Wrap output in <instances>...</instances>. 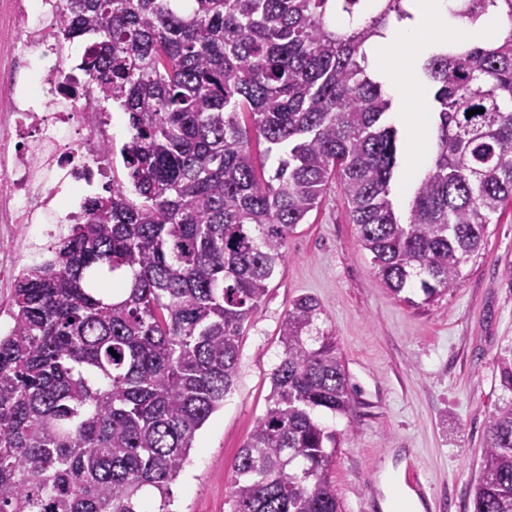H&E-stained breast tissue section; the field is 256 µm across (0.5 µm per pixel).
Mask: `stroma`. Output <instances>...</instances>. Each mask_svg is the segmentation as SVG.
<instances>
[{"label":"stroma","instance_id":"stroma-1","mask_svg":"<svg viewBox=\"0 0 512 512\" xmlns=\"http://www.w3.org/2000/svg\"><path fill=\"white\" fill-rule=\"evenodd\" d=\"M462 273L433 304L393 296L331 183L244 325L236 380L195 436L173 512H231L232 465L267 408L281 324L303 296L318 302L313 329L335 340L353 395L348 414H315L336 435L329 477L344 512H382L381 477L404 463L419 474L423 512H471L490 417L512 400L501 382L512 360V206Z\"/></svg>","mask_w":512,"mask_h":512}]
</instances>
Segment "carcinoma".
Wrapping results in <instances>:
<instances>
[{
    "instance_id": "obj_1",
    "label": "carcinoma",
    "mask_w": 512,
    "mask_h": 512,
    "mask_svg": "<svg viewBox=\"0 0 512 512\" xmlns=\"http://www.w3.org/2000/svg\"><path fill=\"white\" fill-rule=\"evenodd\" d=\"M417 2L63 0L60 49L87 42L81 67L102 111L112 102L127 116L126 179L51 234V256L12 288L0 512H170L196 433L233 387L243 325L335 180L393 295L420 307L459 286L512 205V27L421 62L433 160L402 214L393 102L366 47L414 20ZM480 2L456 0L460 26L512 23V0ZM253 139L281 153L269 175ZM318 310L301 297L282 323L284 357L236 456L231 512H342L335 436L314 412L346 414L352 397L333 338L304 339ZM473 512H512L511 400L489 421Z\"/></svg>"
}]
</instances>
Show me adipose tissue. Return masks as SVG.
Wrapping results in <instances>:
<instances>
[{
	"label": "adipose tissue",
	"instance_id": "1",
	"mask_svg": "<svg viewBox=\"0 0 512 512\" xmlns=\"http://www.w3.org/2000/svg\"><path fill=\"white\" fill-rule=\"evenodd\" d=\"M447 0H420L415 20L390 29L386 37L367 48L368 62L398 108L397 123L411 133L413 161L404 171L405 183H413L422 166L428 162L427 145L432 135L430 113L420 111L409 100L412 87L419 81L417 54L435 39L446 37L448 31Z\"/></svg>",
	"mask_w": 512,
	"mask_h": 512
}]
</instances>
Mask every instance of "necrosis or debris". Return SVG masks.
I'll return each instance as SVG.
<instances>
[{
	"mask_svg": "<svg viewBox=\"0 0 512 512\" xmlns=\"http://www.w3.org/2000/svg\"><path fill=\"white\" fill-rule=\"evenodd\" d=\"M13 23L21 34L7 73L0 75V294L18 277L26 231L70 190L93 187L108 178L112 156L103 142L111 138V117L98 111L84 75L75 90L65 88L51 56L58 48L52 35L61 0H13ZM39 23H32V14ZM47 57L40 83L43 108L29 105L22 77L32 55Z\"/></svg>",
	"mask_w": 512,
	"mask_h": 512,
	"instance_id": "4bbe7bcc",
	"label": "necrosis or debris"
}]
</instances>
